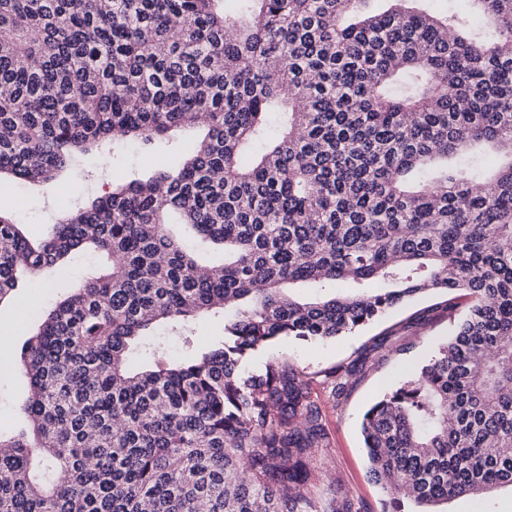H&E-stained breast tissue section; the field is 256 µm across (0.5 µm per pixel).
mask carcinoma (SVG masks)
<instances>
[{
    "mask_svg": "<svg viewBox=\"0 0 512 512\" xmlns=\"http://www.w3.org/2000/svg\"><path fill=\"white\" fill-rule=\"evenodd\" d=\"M238 2L0 0V179L205 130L43 240L0 212V307L72 254L111 261L22 345L0 512H352L310 486L314 377L250 361L441 294L448 343L364 414L371 477L419 512L512 487V0ZM384 343L321 384L340 396Z\"/></svg>",
    "mask_w": 512,
    "mask_h": 512,
    "instance_id": "carcinoma-1",
    "label": "carcinoma"
}]
</instances>
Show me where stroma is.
<instances>
[{
  "instance_id": "35a3bbf8",
  "label": "stroma",
  "mask_w": 512,
  "mask_h": 512,
  "mask_svg": "<svg viewBox=\"0 0 512 512\" xmlns=\"http://www.w3.org/2000/svg\"><path fill=\"white\" fill-rule=\"evenodd\" d=\"M174 161V156L164 152L98 154L81 162L80 184L63 177L53 184L27 190L22 197L17 196L14 184L4 180L0 182V210L18 215L31 235L40 236L78 203L103 193L113 182L132 172L169 166ZM103 263V258L89 253L71 256L63 271L44 273L38 285L22 287L19 297L28 307L49 308L56 298L97 274ZM454 326L455 320L449 317L443 297L430 296L397 308L385 318L348 335L314 344L284 340L271 351L255 355L251 361L255 367L264 364L268 355L285 354L308 372L315 373L351 360L378 337L387 339L385 348L372 355L363 371L351 379L341 399H334L328 390L320 392L330 446L325 457L312 465L315 487H325L328 480H335L339 494L349 497L359 512H383L384 496L369 474L361 434L362 415L385 393L406 381L410 370L424 365L447 341ZM26 396L25 380L19 371L0 376V428L23 426L20 407Z\"/></svg>"
}]
</instances>
